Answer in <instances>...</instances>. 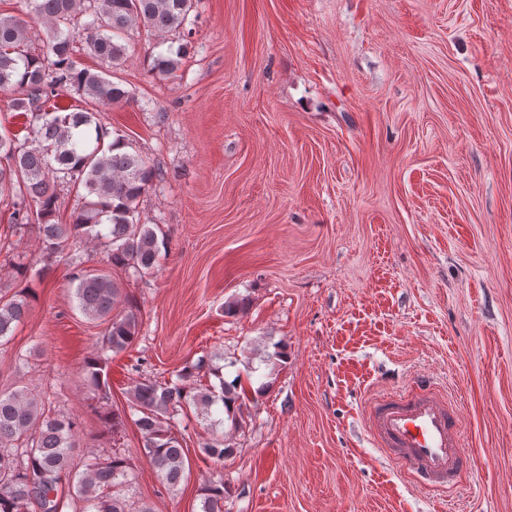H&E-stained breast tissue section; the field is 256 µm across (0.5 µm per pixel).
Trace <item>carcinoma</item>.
Listing matches in <instances>:
<instances>
[{
  "label": "carcinoma",
  "mask_w": 512,
  "mask_h": 512,
  "mask_svg": "<svg viewBox=\"0 0 512 512\" xmlns=\"http://www.w3.org/2000/svg\"><path fill=\"white\" fill-rule=\"evenodd\" d=\"M194 0H24L26 15L43 25L44 35L31 33L28 21L0 14V92L18 89L14 111L29 117L30 138L20 141L0 136V198L12 205V231H35L47 254H61L83 243L104 247L115 269L145 275L158 266L165 242L155 225L141 222V196L163 178L160 167L148 163L133 144L102 123L101 109L133 100L129 89L114 79V70L126 61L127 35L143 26L162 37L184 28ZM42 40L43 49L33 47ZM101 62L81 67L74 59L77 43ZM183 45L169 46L153 56V69L162 76L175 73ZM60 88L91 102L92 109L66 112L50 104ZM76 187L77 203L71 222L57 219L59 186ZM77 310L91 320L108 323L85 368L93 398L101 409L104 427L112 435L132 421L143 439V451L167 486H178L190 471L179 439L165 426L191 410L210 427L230 423L238 429V416L246 402L270 387L262 382L253 394L241 377L227 381L205 355L183 367L170 381L144 378L128 391L123 413L108 408V369L111 354L130 347L138 338L140 314L132 299L122 295L112 276L73 266L70 273ZM31 292L21 288L0 292V341L9 340L26 316ZM218 377V384L201 383L202 375ZM79 431L76 418L52 413L42 399L21 386L0 392V512H30L41 498L46 512H65L63 497L46 500L58 491L72 466V449ZM200 452L215 462L233 455L225 435L207 439ZM125 450L112 449L94 456L75 481L77 499L85 512H129L123 491L135 480ZM229 490L223 479L208 480L200 488V512H224Z\"/></svg>",
  "instance_id": "obj_1"
}]
</instances>
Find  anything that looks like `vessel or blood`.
<instances>
[{"instance_id": "vessel-or-blood-1", "label": "vessel or blood", "mask_w": 512, "mask_h": 512, "mask_svg": "<svg viewBox=\"0 0 512 512\" xmlns=\"http://www.w3.org/2000/svg\"><path fill=\"white\" fill-rule=\"evenodd\" d=\"M367 419L377 447L423 488L454 487L471 467L454 402L423 381L375 397Z\"/></svg>"}]
</instances>
